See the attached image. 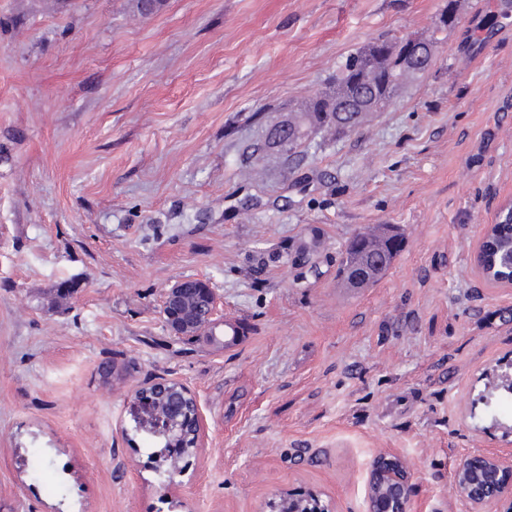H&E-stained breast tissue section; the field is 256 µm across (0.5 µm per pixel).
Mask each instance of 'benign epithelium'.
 <instances>
[{"instance_id": "benign-epithelium-1", "label": "benign epithelium", "mask_w": 512, "mask_h": 512, "mask_svg": "<svg viewBox=\"0 0 512 512\" xmlns=\"http://www.w3.org/2000/svg\"><path fill=\"white\" fill-rule=\"evenodd\" d=\"M408 66L419 70L427 63L425 46L416 37L405 38ZM271 147L283 150L288 142V126L282 125L268 133ZM497 225L485 224L478 235L472 252L471 263L477 278L484 284L512 288V275L500 272L494 247ZM210 301L209 318L218 312V300L214 289L206 282L193 278H181L168 286L162 307V317L168 331L183 335L184 326L178 319L175 302L182 290L191 284ZM168 380L150 389L146 386L134 393V422L138 431L153 436L169 435L178 427V419L160 412V398L166 394ZM415 472L402 459L381 454L371 464L368 489V512H410L414 491ZM452 486L455 496L464 502L469 512H512V455L505 457L498 452L479 451L463 457L457 464ZM288 512H333L322 499L310 494L288 500Z\"/></svg>"}]
</instances>
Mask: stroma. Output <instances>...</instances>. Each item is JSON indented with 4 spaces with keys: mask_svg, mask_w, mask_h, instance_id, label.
I'll use <instances>...</instances> for the list:
<instances>
[{
    "mask_svg": "<svg viewBox=\"0 0 512 512\" xmlns=\"http://www.w3.org/2000/svg\"><path fill=\"white\" fill-rule=\"evenodd\" d=\"M447 2L0 0V512H268L304 490L367 512L382 453L416 473L411 512H467L457 463L512 452V401L482 400L512 288L470 261L512 198V0H457L430 68L357 130L292 165L264 147L349 54L429 37ZM384 224L401 252L345 287L339 250ZM314 234V268L269 260ZM182 277L250 334L171 335ZM107 360L127 373L103 381ZM162 378L202 413L167 477L131 411Z\"/></svg>",
    "mask_w": 512,
    "mask_h": 512,
    "instance_id": "1",
    "label": "stroma"
}]
</instances>
